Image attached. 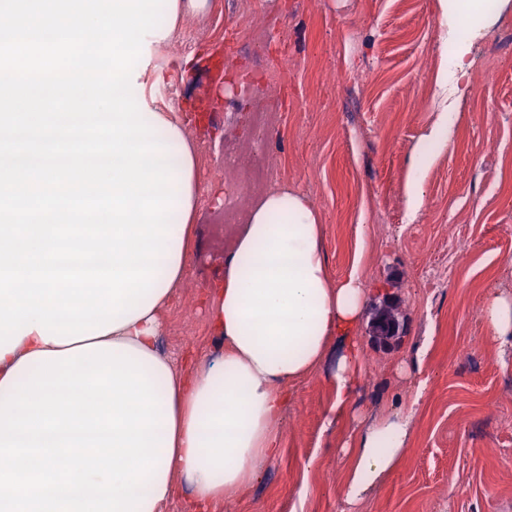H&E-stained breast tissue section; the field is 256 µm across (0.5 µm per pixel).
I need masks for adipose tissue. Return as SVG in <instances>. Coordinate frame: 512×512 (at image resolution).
I'll return each instance as SVG.
<instances>
[{"label": "adipose tissue", "instance_id": "obj_1", "mask_svg": "<svg viewBox=\"0 0 512 512\" xmlns=\"http://www.w3.org/2000/svg\"><path fill=\"white\" fill-rule=\"evenodd\" d=\"M438 8L446 25L442 57L466 75L473 41L497 12L485 8L483 0H438ZM143 114L170 145V186L179 203L173 208L166 253L158 258L152 294L140 300L129 319H116L101 331L99 339L138 358L163 399L167 443L159 451L164 461L139 512H166L180 480L189 489L188 512H212L224 500L247 494L259 464L278 454V422L291 389L322 365L335 339L346 342L347 352L336 367L335 397L326 421L334 423L349 412L362 376L354 337L367 288L354 271L332 280L321 249L320 212L308 195L282 183L246 210L223 277L203 294L221 351L176 359L164 353L163 314L188 276L198 201L208 191L220 194L221 188L200 183L196 145L177 112L147 108ZM456 119V113L441 112L416 147L407 188L410 213L422 206L427 170L447 148ZM482 314L489 336L500 346H512V297L487 289ZM55 348V342L32 331L17 345L0 350V393L12 394L13 383L35 370L36 358ZM411 429V416L388 415L371 421L345 445L349 502H358L397 467Z\"/></svg>", "mask_w": 512, "mask_h": 512}]
</instances>
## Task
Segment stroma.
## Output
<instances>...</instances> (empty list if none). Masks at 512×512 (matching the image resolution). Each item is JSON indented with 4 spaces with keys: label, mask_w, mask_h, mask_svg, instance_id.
Listing matches in <instances>:
<instances>
[{
    "label": "stroma",
    "mask_w": 512,
    "mask_h": 512,
    "mask_svg": "<svg viewBox=\"0 0 512 512\" xmlns=\"http://www.w3.org/2000/svg\"><path fill=\"white\" fill-rule=\"evenodd\" d=\"M255 16L293 53L288 72L275 75L282 114L268 142L275 178L308 193L321 212L332 278L359 265L370 293L357 336L372 369L350 416L325 425L345 352L332 342L322 366L294 389L278 456L261 465L248 494L216 512H292L304 477L315 488L304 512H512V349L488 337L480 312L487 288L512 294V41L500 49L499 67L474 73L480 92L457 105L452 139L435 156L412 217L405 187L414 149L443 106L435 0H209L203 12L186 15L182 30L193 33L194 54H181L177 41L148 47L150 72L167 80H147L145 96L152 108H169L162 92L168 82L181 101L202 109L188 134L206 185L221 183L223 162L236 159L252 128L248 99H237L230 113L213 105L225 72L276 64L274 46L252 41ZM338 69H372L377 80L340 88ZM220 217L213 199H204L189 275L165 314V351L221 348L199 301L223 276L236 231ZM456 240L469 243L466 259L455 258ZM386 300L405 318L393 349L376 346L368 333L375 306ZM424 345L428 397L406 455L360 505H350L342 446L373 414L407 411Z\"/></svg>",
    "instance_id": "1"
}]
</instances>
